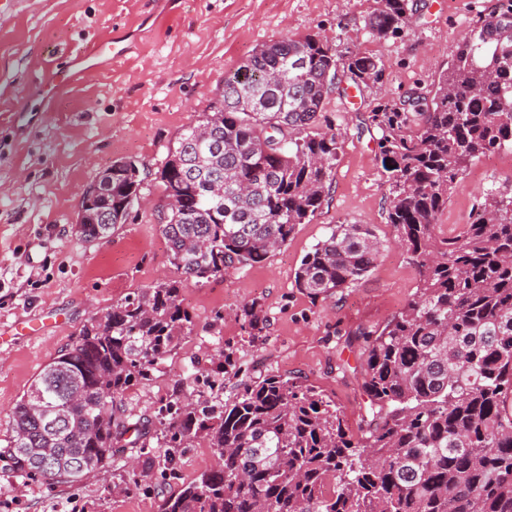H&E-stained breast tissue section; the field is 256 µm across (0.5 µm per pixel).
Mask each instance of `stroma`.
<instances>
[{
  "mask_svg": "<svg viewBox=\"0 0 512 512\" xmlns=\"http://www.w3.org/2000/svg\"><path fill=\"white\" fill-rule=\"evenodd\" d=\"M398 38L372 36L375 0H19L0 15V446L9 415L44 366L82 324L138 288L176 277L158 227L157 172L179 133L208 111L224 82L263 44L318 32L339 53L363 49L384 64L383 83L332 90L322 124L342 135L336 169L320 210L260 265L181 293L194 327L152 380L127 390L123 404L159 433V406L170 400L228 399L236 378L210 389L212 358L232 348L251 376L273 371L312 385L335 401L360 435L369 419L361 353L369 334L402 310L417 278L387 222L368 106L414 88L431 90L452 51L489 0H424ZM135 35L133 53L78 80L50 111L25 125L15 112L42 100L41 84L87 42L106 31ZM125 158L148 169L126 224L105 242L77 238L83 195L98 173ZM490 188L512 195V153L476 161L448 195L442 232L468 223ZM369 225L382 242L367 276L343 295L312 301L294 273L312 245L341 220ZM258 301L269 322L249 340L235 308ZM176 478L152 471L129 489L138 449L127 447L103 471L74 485H49L0 472V512H160L164 496L215 464L205 440L175 451Z\"/></svg>",
  "mask_w": 512,
  "mask_h": 512,
  "instance_id": "35a3bbf8",
  "label": "stroma"
}]
</instances>
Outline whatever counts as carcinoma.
Segmentation results:
<instances>
[{"mask_svg":"<svg viewBox=\"0 0 512 512\" xmlns=\"http://www.w3.org/2000/svg\"><path fill=\"white\" fill-rule=\"evenodd\" d=\"M368 25L405 33L422 0H377ZM381 61L337 53L309 33L257 49L224 77L211 110L177 137L157 179L179 207L160 211L177 277L139 288L90 316L10 414L0 470L49 484L98 473L143 423L123 393L150 380L193 318L188 285L263 263L321 208L340 142L322 128L328 92L382 83ZM205 134L195 135V129ZM388 184L387 223L418 275L411 301L363 352L372 419L358 438L336 403L281 375L244 384L220 405L167 402L166 451L145 452L140 476L172 468V448L198 437L216 464L163 499L161 512H512V196L489 190L457 234L439 231L448 193L480 157L512 150V0L476 22L428 92L370 106ZM148 173H112L91 210L119 222L80 225L84 242L128 221ZM381 243L347 220L304 255L295 286L336 296L373 267ZM250 336L267 328L258 302L239 305ZM215 376H238L228 349ZM56 466L42 468L45 458Z\"/></svg>","mask_w":512,"mask_h":512,"instance_id":"obj_1","label":"carcinoma"}]
</instances>
